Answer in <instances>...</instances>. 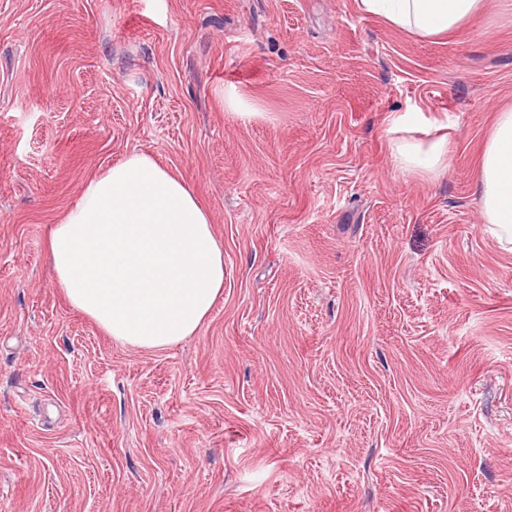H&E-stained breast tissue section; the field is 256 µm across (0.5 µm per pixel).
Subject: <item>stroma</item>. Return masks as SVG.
I'll use <instances>...</instances> for the list:
<instances>
[{"label":"stroma","instance_id":"35a3bbf8","mask_svg":"<svg viewBox=\"0 0 512 512\" xmlns=\"http://www.w3.org/2000/svg\"><path fill=\"white\" fill-rule=\"evenodd\" d=\"M509 105L512 0L435 39L359 0H0V512H512V251L474 195ZM398 119L446 172L398 168ZM135 151L224 249L162 350L49 266Z\"/></svg>","mask_w":512,"mask_h":512}]
</instances>
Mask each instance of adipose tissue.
I'll use <instances>...</instances> for the list:
<instances>
[{
    "label": "adipose tissue",
    "instance_id": "adipose-tissue-1",
    "mask_svg": "<svg viewBox=\"0 0 512 512\" xmlns=\"http://www.w3.org/2000/svg\"><path fill=\"white\" fill-rule=\"evenodd\" d=\"M421 38L479 17L485 0H360ZM406 171L443 173L448 139L418 130L394 145ZM475 191L491 234L512 245V109L499 112ZM55 282L113 339L162 349L194 335L224 292V251L190 188L145 152L89 181L50 231Z\"/></svg>",
    "mask_w": 512,
    "mask_h": 512
}]
</instances>
